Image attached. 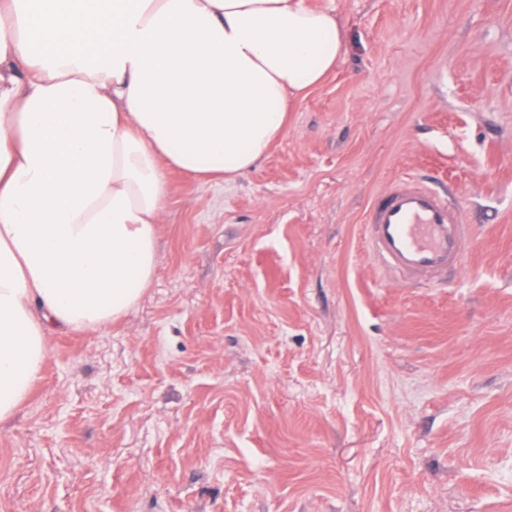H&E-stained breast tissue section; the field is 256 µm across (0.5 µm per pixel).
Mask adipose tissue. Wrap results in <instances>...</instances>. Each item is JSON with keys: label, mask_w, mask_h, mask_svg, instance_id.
<instances>
[{"label": "adipose tissue", "mask_w": 512, "mask_h": 512, "mask_svg": "<svg viewBox=\"0 0 512 512\" xmlns=\"http://www.w3.org/2000/svg\"><path fill=\"white\" fill-rule=\"evenodd\" d=\"M343 52L306 0H0V423L151 286L168 171L251 169Z\"/></svg>", "instance_id": "obj_1"}]
</instances>
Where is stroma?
I'll list each match as a JSON object with an SVG mask.
<instances>
[{
  "label": "stroma",
  "instance_id": "stroma-1",
  "mask_svg": "<svg viewBox=\"0 0 512 512\" xmlns=\"http://www.w3.org/2000/svg\"><path fill=\"white\" fill-rule=\"evenodd\" d=\"M307 2L336 71L233 181L169 172L150 288L0 424V512H512V0ZM408 173L472 226L448 287L366 258Z\"/></svg>",
  "mask_w": 512,
  "mask_h": 512
}]
</instances>
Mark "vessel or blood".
<instances>
[{
	"label": "vessel or blood",
	"mask_w": 512,
	"mask_h": 512,
	"mask_svg": "<svg viewBox=\"0 0 512 512\" xmlns=\"http://www.w3.org/2000/svg\"><path fill=\"white\" fill-rule=\"evenodd\" d=\"M366 247L383 277L408 284L460 273L467 228L450 197L412 177L392 181L366 207Z\"/></svg>",
	"instance_id": "vessel-or-blood-1"
}]
</instances>
